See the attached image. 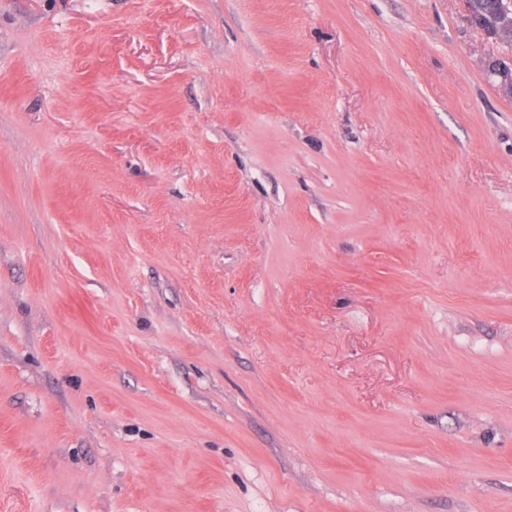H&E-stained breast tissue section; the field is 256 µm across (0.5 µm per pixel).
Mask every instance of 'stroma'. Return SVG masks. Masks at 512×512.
Here are the masks:
<instances>
[{"label": "stroma", "instance_id": "1", "mask_svg": "<svg viewBox=\"0 0 512 512\" xmlns=\"http://www.w3.org/2000/svg\"><path fill=\"white\" fill-rule=\"evenodd\" d=\"M510 56L466 0H0V512H512Z\"/></svg>", "mask_w": 512, "mask_h": 512}]
</instances>
